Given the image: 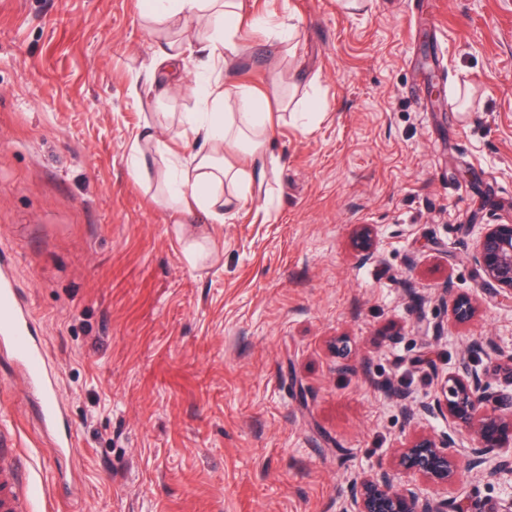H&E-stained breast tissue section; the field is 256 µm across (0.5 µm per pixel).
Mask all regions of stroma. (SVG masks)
I'll return each mask as SVG.
<instances>
[{"label":"stroma","mask_w":512,"mask_h":512,"mask_svg":"<svg viewBox=\"0 0 512 512\" xmlns=\"http://www.w3.org/2000/svg\"><path fill=\"white\" fill-rule=\"evenodd\" d=\"M141 4L0 0V250L76 440L47 447L0 356L31 512H337L379 467L429 492L396 464L405 437L451 436L462 459L471 440L390 388L429 399L476 338L512 352V306L479 293L472 262L488 225L512 224V0H244L296 27L286 50L242 29L225 73L269 99L279 162L204 225L202 270L155 181L130 174L145 123L197 107L130 95L156 49ZM311 95L304 129L291 105ZM450 296L478 298L471 325L451 324ZM458 489L469 512H503L478 470Z\"/></svg>","instance_id":"obj_1"}]
</instances>
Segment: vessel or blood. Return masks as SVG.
I'll use <instances>...</instances> for the list:
<instances>
[{
	"label": "vessel or blood",
	"instance_id": "obj_1",
	"mask_svg": "<svg viewBox=\"0 0 512 512\" xmlns=\"http://www.w3.org/2000/svg\"><path fill=\"white\" fill-rule=\"evenodd\" d=\"M0 355L20 367L50 447L72 452L75 440L66 429V408L58 398V380L47 366L46 346L36 333L32 306L18 290L14 260L1 254ZM30 498L29 473L18 451L15 427L0 419V512H29Z\"/></svg>",
	"mask_w": 512,
	"mask_h": 512
}]
</instances>
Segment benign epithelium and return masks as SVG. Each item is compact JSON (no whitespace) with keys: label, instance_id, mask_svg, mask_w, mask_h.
Masks as SVG:
<instances>
[{"label":"benign epithelium","instance_id":"7a95c632","mask_svg":"<svg viewBox=\"0 0 512 512\" xmlns=\"http://www.w3.org/2000/svg\"><path fill=\"white\" fill-rule=\"evenodd\" d=\"M363 257L373 254L374 230L364 224L356 230ZM485 294L512 304V224H493L480 235L473 255ZM478 299L455 298L448 303L456 325L471 323ZM391 396L405 409L439 417L468 432L473 439L468 466L478 468L512 491V392L493 391L484 374L472 364L469 351L455 370L437 383L433 397L411 405L410 396L394 389ZM450 441L420 433L397 449V466L421 480L452 487L460 475V462L448 452ZM462 500L455 493L424 496L394 483L391 474L379 468L355 481L337 512H461Z\"/></svg>","mask_w":512,"mask_h":512}]
</instances>
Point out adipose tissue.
Listing matches in <instances>:
<instances>
[{"label": "adipose tissue", "instance_id": "obj_1", "mask_svg": "<svg viewBox=\"0 0 512 512\" xmlns=\"http://www.w3.org/2000/svg\"><path fill=\"white\" fill-rule=\"evenodd\" d=\"M243 10V0H148L143 10L163 43L153 60L154 85L167 95L188 91L196 97L198 109L185 114L167 136L153 130L137 136L130 149L133 172L149 176L148 159L161 161V196L175 220L173 230L184 258L193 267L205 265L212 250L207 237L183 223L182 215L199 211L211 221L223 222L225 213L246 199L267 174L271 119L266 102L248 86L223 82L217 72L239 53L242 24L283 42L292 39L293 27L265 15L245 16ZM192 30L199 32V40L189 38ZM191 60L197 79L190 85L183 74ZM189 138L203 142L204 150L187 155L172 148V140ZM237 152L248 157V167L230 162V155Z\"/></svg>", "mask_w": 512, "mask_h": 512}]
</instances>
